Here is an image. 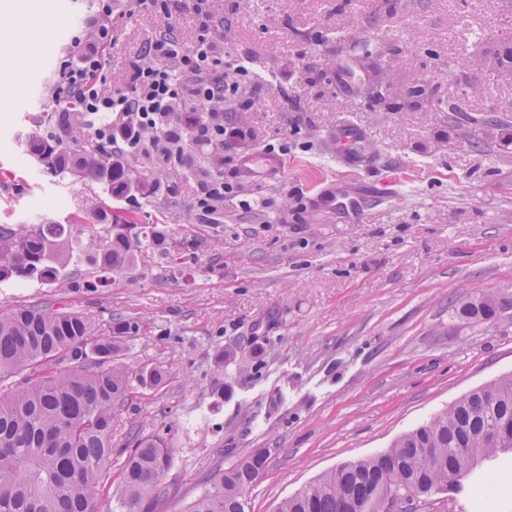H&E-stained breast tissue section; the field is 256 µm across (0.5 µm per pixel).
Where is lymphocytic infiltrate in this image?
Here are the masks:
<instances>
[{
	"instance_id": "lymphocytic-infiltrate-1",
	"label": "lymphocytic infiltrate",
	"mask_w": 512,
	"mask_h": 512,
	"mask_svg": "<svg viewBox=\"0 0 512 512\" xmlns=\"http://www.w3.org/2000/svg\"><path fill=\"white\" fill-rule=\"evenodd\" d=\"M194 12L200 35L192 52L184 51L174 28L162 26L132 62L127 89L109 94L101 86L111 29L98 25L94 44L76 63L64 67L55 102L78 112L111 116V125L101 134L124 152H137L149 140L178 147L186 132L197 142L223 138L225 113L234 111L241 83L255 75L243 62L226 59L212 39L216 16L199 6ZM203 109L210 117L205 129L195 118Z\"/></svg>"
}]
</instances>
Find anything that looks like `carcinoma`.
Listing matches in <instances>:
<instances>
[{
    "label": "carcinoma",
    "mask_w": 512,
    "mask_h": 512,
    "mask_svg": "<svg viewBox=\"0 0 512 512\" xmlns=\"http://www.w3.org/2000/svg\"><path fill=\"white\" fill-rule=\"evenodd\" d=\"M467 65L490 72L512 70V41ZM30 152L49 169L107 186L113 197L136 185L133 171L112 151L80 152L34 137ZM126 225L92 258L105 272L132 265L138 249ZM92 243L76 224H0V281L55 279L59 269ZM497 303L476 297L460 308L466 318H490ZM132 319L98 337L80 312L33 304L0 312V383L25 370L16 386L0 389V512H96L102 475L112 455V414L134 386L158 390L168 377L162 365L132 370L126 338L139 332ZM512 450V374L471 392L400 436L391 447L343 463L297 493L276 512H388L392 497L425 505L448 493V483L473 475L478 465ZM174 449L160 434L135 439L122 470L119 512H152L164 498ZM256 449L218 472L187 512H245L244 493L267 467Z\"/></svg>",
    "instance_id": "cac0c4a2"
}]
</instances>
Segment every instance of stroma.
Returning a JSON list of instances; mask_svg holds the SVG:
<instances>
[{
	"label": "stroma",
	"instance_id": "stroma-1",
	"mask_svg": "<svg viewBox=\"0 0 512 512\" xmlns=\"http://www.w3.org/2000/svg\"><path fill=\"white\" fill-rule=\"evenodd\" d=\"M34 29L0 43V63L24 77L0 93V224H82L98 243L112 222L161 232L164 250L139 253L109 285L87 287L73 264L51 282H0V310L46 303L88 316L100 336L116 318L139 322L127 363L164 365L166 385L135 391L112 420V458L99 502L111 512L133 439L160 433L175 450L167 496L154 512H185L216 470L255 449L267 468L245 512L279 503L339 465L388 448L472 391L512 373V142L493 120L512 117V82L459 67L512 36V0H214L225 53L278 87L247 85L224 115V161L207 174L159 176L152 154L129 156L158 191L112 197L103 184L48 172L27 148L32 133L77 149L98 146L95 125L63 126L53 92L97 24L112 26L107 83L163 23L195 41V0H170L160 18L137 0H52ZM111 15H104L103 4ZM341 42L380 53L379 96L341 92L368 75ZM421 88L408 100L411 87ZM464 109L448 119L449 104ZM342 122L362 142L337 160ZM272 154L281 168L247 174ZM223 176L232 193L211 213L197 198ZM350 206L340 207L341 198ZM488 295L495 316L467 319L463 303ZM234 359L216 371V347ZM233 392L220 396L224 383ZM466 483L433 512H512Z\"/></svg>",
	"mask_w": 512,
	"mask_h": 512
}]
</instances>
